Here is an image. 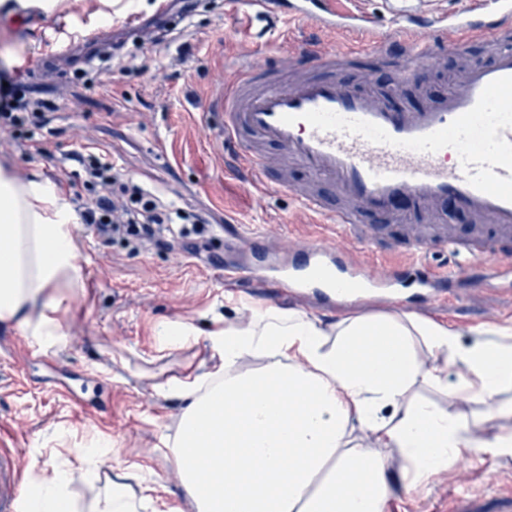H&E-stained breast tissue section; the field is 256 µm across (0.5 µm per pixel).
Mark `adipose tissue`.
Instances as JSON below:
<instances>
[{"instance_id":"adipose-tissue-1","label":"adipose tissue","mask_w":512,"mask_h":512,"mask_svg":"<svg viewBox=\"0 0 512 512\" xmlns=\"http://www.w3.org/2000/svg\"><path fill=\"white\" fill-rule=\"evenodd\" d=\"M133 0H0V19L86 16L95 28ZM78 217L64 191L0 160V323L43 349L62 346L64 316L86 278ZM207 328L164 321L156 336L179 350L206 336L218 365L153 384L184 403L162 434L183 506L164 512H388L458 463L512 455V326L486 324L463 342L455 327L391 307L331 318L298 307L235 305ZM258 363L243 369L245 360ZM429 388L443 402L418 394ZM112 443L92 438L75 465L22 491L21 512H139L160 487L115 474L106 494L80 506L74 481L92 482Z\"/></svg>"}]
</instances>
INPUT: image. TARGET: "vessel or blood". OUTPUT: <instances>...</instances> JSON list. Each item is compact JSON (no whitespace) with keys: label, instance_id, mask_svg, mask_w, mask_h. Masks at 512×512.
<instances>
[{"label":"vessel or blood","instance_id":"vessel-or-blood-1","mask_svg":"<svg viewBox=\"0 0 512 512\" xmlns=\"http://www.w3.org/2000/svg\"><path fill=\"white\" fill-rule=\"evenodd\" d=\"M249 16L279 24L287 55L273 66L245 62L217 72L204 109L222 122L213 153L263 208L269 189L291 192L298 212L318 225L304 248L272 258L263 268L243 261L225 265L218 281L273 278L292 293L320 298L363 291L407 301L408 291L433 302L452 301L450 284L460 278L487 285L512 283V0H470L448 12L431 0H385L396 29L379 18L345 7V0H228ZM334 34L331 42L298 44L291 23ZM482 42L489 59L462 66L448 94L426 99L420 110L396 112L385 97L333 79L337 68L362 54L401 57L405 67H435L441 54ZM311 175L296 187L289 163ZM329 181L346 205L329 206L318 186ZM397 196L427 210L451 198L476 220L471 237L457 238L444 224L408 226L400 242L378 241L359 220ZM349 237L363 256L348 259L336 244ZM442 250L467 254V264L436 266L428 257ZM18 458L0 448V512H16ZM448 512H482L480 499L462 488L449 496Z\"/></svg>","mask_w":512,"mask_h":512}]
</instances>
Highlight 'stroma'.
I'll return each instance as SVG.
<instances>
[{"instance_id": "obj_1", "label": "stroma", "mask_w": 512, "mask_h": 512, "mask_svg": "<svg viewBox=\"0 0 512 512\" xmlns=\"http://www.w3.org/2000/svg\"><path fill=\"white\" fill-rule=\"evenodd\" d=\"M228 9L226 0H202L198 12L159 44L138 39L125 28L124 18H115L100 32L125 38V66L113 68L111 83L104 85L76 79L64 61L50 57L58 39L84 33L79 21L0 23V66L26 55L43 61L34 81L39 98L52 105L47 125L51 157L31 158L20 146L0 144L1 159L12 160L22 174L35 173L57 184L76 207L88 191L83 171L68 155L87 137L134 180L163 189L175 206L206 213L211 221V242L196 258L178 242L135 247L77 224L87 289L66 315L69 344L44 350L15 326H0V447L15 450L22 485L73 463V448L99 435L112 442V462L101 468L97 491H104L112 469L120 467L165 486L169 503L178 504L181 487L157 442L161 433L175 432L183 402L157 396L151 383L156 377L183 378L211 368L217 354L204 338L181 350L162 348L157 324L191 318L203 327L212 314L233 317L235 299L334 312L312 294L290 297L260 283L212 285L213 261L225 256V218L249 224L279 218L285 232L311 236L317 231L297 217L289 194L279 189L270 191L265 209L252 210L245 189L225 181L223 157L207 147L203 128L219 121L217 114L203 110L213 71L235 61L240 50ZM487 59L483 46L475 43L466 54L446 55L443 66L429 70L424 81L395 87L388 81L391 67L363 55L336 78L357 86L371 77L372 88L388 96L395 109L412 111L421 108L426 96L446 95L449 77L465 61ZM363 221L372 225L376 238L393 240L403 235L405 225L425 223L426 214L408 200L391 214L365 213ZM490 308L497 323H512V293L506 291L487 293L479 304L419 299L410 305L422 316L474 329L486 323ZM467 487L489 498L512 491V456H485L468 474ZM448 493L447 480L438 478L394 501L391 512H444Z\"/></svg>"}]
</instances>
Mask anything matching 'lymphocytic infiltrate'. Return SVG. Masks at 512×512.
<instances>
[{"mask_svg": "<svg viewBox=\"0 0 512 512\" xmlns=\"http://www.w3.org/2000/svg\"><path fill=\"white\" fill-rule=\"evenodd\" d=\"M31 71L14 67L0 74V135L11 143H27L28 156L46 153L43 140L32 132L47 124L43 101L34 98ZM71 159L84 170L90 194L80 209L84 224L97 235H118L139 243L170 237L187 242L188 253L199 250L197 240L206 235L207 214L186 212L144 188L112 158L90 147L72 152Z\"/></svg>", "mask_w": 512, "mask_h": 512, "instance_id": "f902f5d3", "label": "lymphocytic infiltrate"}]
</instances>
